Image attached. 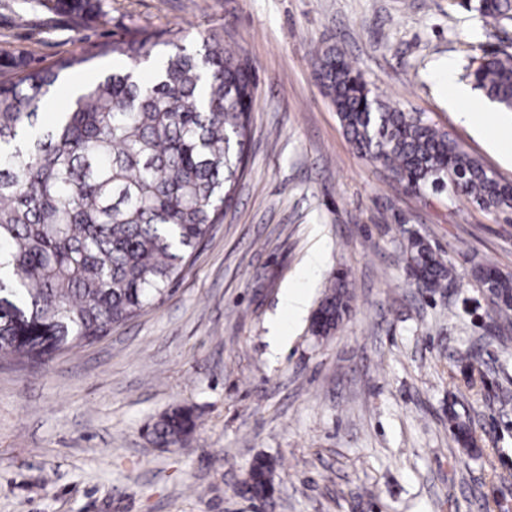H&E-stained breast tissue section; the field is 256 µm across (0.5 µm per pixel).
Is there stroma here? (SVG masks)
<instances>
[{
	"label": "stroma",
	"instance_id": "stroma-1",
	"mask_svg": "<svg viewBox=\"0 0 512 512\" xmlns=\"http://www.w3.org/2000/svg\"><path fill=\"white\" fill-rule=\"evenodd\" d=\"M76 24L0 0V51L40 66L142 26L222 29L256 68L248 171L173 295L51 363L0 360V512H512V328L471 271L512 273V221L447 194L408 193L348 140L316 76L336 47L380 99L419 112L500 179L512 155L464 122L438 79L464 76L512 27L459 0H99ZM422 238L455 264L417 287ZM327 258L305 266L316 242ZM349 311L314 336L337 273ZM306 293L289 320L283 289ZM191 408L179 447L154 444ZM469 429L455 440L454 423ZM272 463L273 494L241 492ZM196 428V417L188 408L164 413L152 426L155 441L164 447L180 445Z\"/></svg>",
	"mask_w": 512,
	"mask_h": 512
}]
</instances>
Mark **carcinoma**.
<instances>
[{
    "label": "carcinoma",
    "mask_w": 512,
    "mask_h": 512,
    "mask_svg": "<svg viewBox=\"0 0 512 512\" xmlns=\"http://www.w3.org/2000/svg\"><path fill=\"white\" fill-rule=\"evenodd\" d=\"M77 19L99 15L98 0H42ZM484 26L512 23V0H462ZM168 47L158 58L156 47ZM124 63L84 86L67 109L49 111L63 72L98 56ZM317 73L355 149L389 168L416 195L448 193L488 211L512 210L500 180L416 112L372 93L334 48L316 54ZM151 63L150 79L140 66ZM0 356L34 362L92 344L173 293L188 258L233 200L245 173L252 65L216 28L138 26L83 53L31 67L0 55ZM467 77L512 112V51L484 54ZM421 288H443L454 267L421 238L409 243ZM494 312L512 318V274L472 271ZM348 310L338 278L320 302L312 333L325 336ZM196 428L188 408L164 413L155 441L180 445ZM272 465L255 461L244 491L272 495Z\"/></svg>",
    "instance_id": "cac0c4a2"
}]
</instances>
